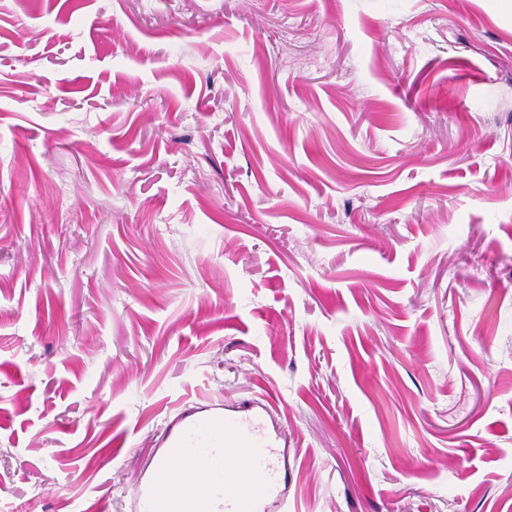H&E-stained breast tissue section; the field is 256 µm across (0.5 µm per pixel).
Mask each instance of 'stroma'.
<instances>
[{
  "label": "stroma",
  "mask_w": 512,
  "mask_h": 512,
  "mask_svg": "<svg viewBox=\"0 0 512 512\" xmlns=\"http://www.w3.org/2000/svg\"><path fill=\"white\" fill-rule=\"evenodd\" d=\"M211 401L280 512H512V0H0V512Z\"/></svg>",
  "instance_id": "obj_1"
}]
</instances>
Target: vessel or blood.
<instances>
[{"label": "vessel or blood", "instance_id": "obj_1", "mask_svg": "<svg viewBox=\"0 0 512 512\" xmlns=\"http://www.w3.org/2000/svg\"><path fill=\"white\" fill-rule=\"evenodd\" d=\"M189 429L210 437L212 450L204 462L186 461L183 480L168 496L170 512H205L197 487L224 477L221 512H270L286 496L288 476L277 463L275 441L266 434L260 415L237 416L216 410L191 418ZM133 512H157V481L139 478L129 493Z\"/></svg>", "mask_w": 512, "mask_h": 512}]
</instances>
